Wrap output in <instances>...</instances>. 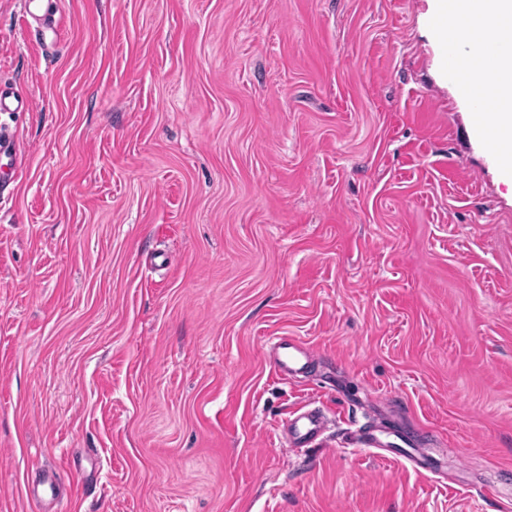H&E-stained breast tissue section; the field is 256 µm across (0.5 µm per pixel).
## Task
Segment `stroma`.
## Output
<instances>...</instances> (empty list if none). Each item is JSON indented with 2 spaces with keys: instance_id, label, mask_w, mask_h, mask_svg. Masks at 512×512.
I'll list each match as a JSON object with an SVG mask.
<instances>
[{
  "instance_id": "obj_1",
  "label": "stroma",
  "mask_w": 512,
  "mask_h": 512,
  "mask_svg": "<svg viewBox=\"0 0 512 512\" xmlns=\"http://www.w3.org/2000/svg\"><path fill=\"white\" fill-rule=\"evenodd\" d=\"M52 2L0 0V512H512V186L432 0ZM42 0H20V12L24 18L25 24L30 22L38 24L39 33L42 39L51 36L52 39L58 40L60 32L54 25V18H48L45 15H40V6ZM6 156L11 162L14 171L21 170L23 166V157L19 151L17 138L14 133L0 129V160ZM266 357L277 378L292 380L309 373L320 354L300 337L280 334L269 339ZM304 405L291 412L282 422L281 432L294 448L321 444L328 428V417L321 407ZM397 438L409 449L404 447L396 448L397 452H392L391 455H397L404 458L407 463L418 472L426 471L434 473L436 471L435 467L433 466L434 457L428 453L426 448L413 447V444L409 440L402 439L398 436Z\"/></svg>"
}]
</instances>
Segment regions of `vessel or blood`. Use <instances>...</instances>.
Wrapping results in <instances>:
<instances>
[{
    "label": "vessel or blood",
    "instance_id": "vessel-or-blood-1",
    "mask_svg": "<svg viewBox=\"0 0 512 512\" xmlns=\"http://www.w3.org/2000/svg\"><path fill=\"white\" fill-rule=\"evenodd\" d=\"M42 0H19L20 12L25 22L37 23L41 36L59 37L54 21L41 15ZM434 27L443 35L441 46L442 67L445 73L459 86L461 92L472 102L471 122L474 130L484 136L492 153L502 155L512 148V117L499 116L490 121L481 95L473 90L469 69L472 58L482 59L488 68L491 83L507 88L512 83L504 72L506 61L512 60V43L485 41L469 48H462L456 35L454 14L443 13L431 19ZM8 157L14 170H21L23 157L14 133L0 129V157ZM266 357L273 374L282 380H292L311 371L320 354L300 337L280 334L267 343ZM328 417L323 408L302 406L287 415L281 432L295 448H308L321 444L328 428ZM398 456L404 458L416 471L430 472L434 469L431 454L424 448H398Z\"/></svg>",
    "mask_w": 512,
    "mask_h": 512
}]
</instances>
